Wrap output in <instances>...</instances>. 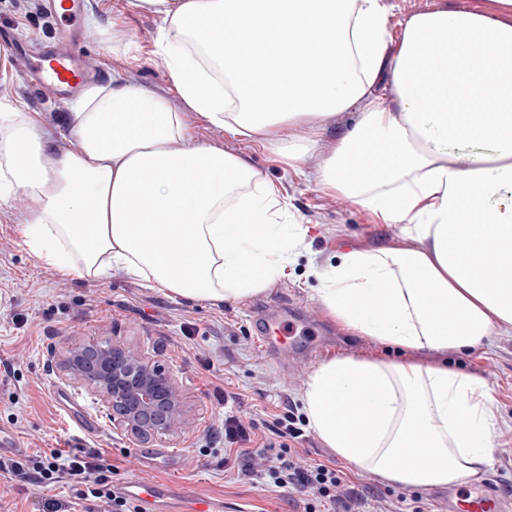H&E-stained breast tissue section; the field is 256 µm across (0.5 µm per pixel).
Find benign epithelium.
<instances>
[{"label":"benign epithelium","mask_w":512,"mask_h":512,"mask_svg":"<svg viewBox=\"0 0 512 512\" xmlns=\"http://www.w3.org/2000/svg\"><path fill=\"white\" fill-rule=\"evenodd\" d=\"M58 378L84 389L112 426L138 441L186 424L176 379L157 361L111 341L75 344L55 362Z\"/></svg>","instance_id":"obj_1"}]
</instances>
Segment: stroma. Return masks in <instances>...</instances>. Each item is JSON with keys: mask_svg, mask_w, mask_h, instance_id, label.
Instances as JSON below:
<instances>
[{"mask_svg": "<svg viewBox=\"0 0 512 512\" xmlns=\"http://www.w3.org/2000/svg\"><path fill=\"white\" fill-rule=\"evenodd\" d=\"M159 14L140 9L136 0H90L84 17L83 52L98 68L100 83L131 84L163 95L172 111L186 112L172 84L164 59L154 52L161 32ZM58 24L47 15H25L15 0H0V34L18 41L48 39ZM27 67L20 54H9L8 74L0 77V113L21 109L34 113L39 133L69 151L79 148L69 136V104L43 98L24 85L19 75ZM190 134L176 141L173 151L186 153L212 145L240 157L276 189L286 203L287 223L301 224L307 234L285 276L263 291L236 302L211 304L183 299L124 271L87 283L62 277L25 246L19 220L27 199L15 193L0 207V427L11 429L28 453L58 449L81 457L97 449L112 463L113 481L139 477L173 480L189 486L209 502L213 512H304L306 500L285 489L261 490L245 473L244 460H224V395L236 394L232 410L252 423L268 456L280 454L283 440L274 417L292 405L304 417L303 396L321 360L344 354L396 359L398 350L363 336H352L326 313L316 292L318 273L336 264L346 251L382 248L424 250L425 241L403 234L400 225L386 224L359 209L344 196L324 189L319 181L324 161L352 125L353 113L318 115L317 143L305 154L301 173L281 164L271 151L288 140V126H273L251 139H241L186 112ZM287 301L305 321L317 328L324 343L318 356H272L257 341L254 309ZM109 339L156 357L179 383L188 407V426L176 434L148 442L129 439L99 413L89 396L61 382L50 363L71 344ZM413 359L438 363L481 378L496 401V421L490 430L494 449L491 466L480 482L512 500V334H495L465 352L440 354L416 351ZM74 396L78 409L96 424L88 434L72 424L54 401L55 394ZM301 454L311 462L336 468L346 484L369 499L406 497L420 512H442L448 497L444 487L417 489L386 481L379 474L353 468L305 427ZM157 451L148 468H139L135 450ZM73 512H100L98 503L78 499L69 481L51 492L29 482L0 477V512H42L45 495Z\"/></svg>", "mask_w": 512, "mask_h": 512, "instance_id": "obj_1", "label": "stroma"}]
</instances>
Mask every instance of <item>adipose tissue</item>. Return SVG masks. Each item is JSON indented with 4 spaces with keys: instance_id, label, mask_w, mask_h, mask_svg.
I'll use <instances>...</instances> for the list:
<instances>
[{
    "instance_id": "obj_1",
    "label": "adipose tissue",
    "mask_w": 512,
    "mask_h": 512,
    "mask_svg": "<svg viewBox=\"0 0 512 512\" xmlns=\"http://www.w3.org/2000/svg\"><path fill=\"white\" fill-rule=\"evenodd\" d=\"M497 14L436 10L391 21L380 0H137L161 15L155 51L186 106L250 138L297 129L279 148L292 171L317 141L319 112L355 111L321 184L426 251L342 253L319 277L329 317L358 336L408 350L462 351L512 332V0ZM447 51L426 56L428 36ZM486 62L473 67L470 42ZM390 89L394 108L379 86ZM476 100L496 111L468 112ZM185 112L130 85L88 88L73 104L76 152L42 140L26 112L0 113V202L25 195L26 246L78 280L120 269L179 297L239 301L280 278L305 231L282 227L274 187L214 146L177 153ZM380 144L374 175L353 165ZM471 224H461L462 216ZM470 256L460 260L456 246ZM311 427L357 469L416 488L480 479L494 450L496 403L478 377L415 360L353 354L322 362L303 397ZM355 424L336 422L337 406Z\"/></svg>"
}]
</instances>
